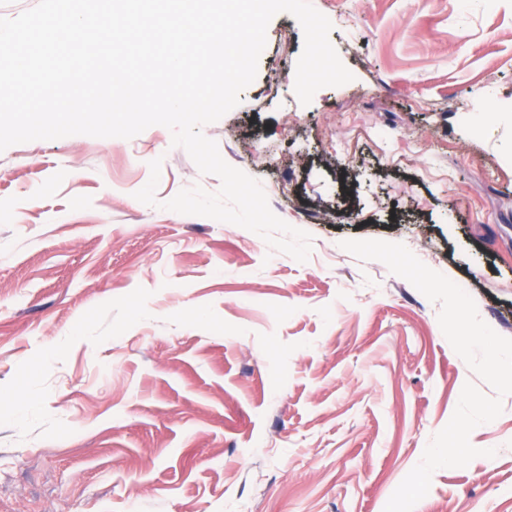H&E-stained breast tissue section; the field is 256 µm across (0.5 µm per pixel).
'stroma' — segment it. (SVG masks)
<instances>
[{"mask_svg": "<svg viewBox=\"0 0 512 512\" xmlns=\"http://www.w3.org/2000/svg\"><path fill=\"white\" fill-rule=\"evenodd\" d=\"M351 82L294 92L303 33L203 134L312 237L306 262L161 204L214 193L169 129L0 152V512H384L465 383L404 244L512 338V0H312ZM161 159L157 206L135 199ZM414 512H512V395Z\"/></svg>", "mask_w": 512, "mask_h": 512, "instance_id": "35a3bbf8", "label": "stroma"}]
</instances>
